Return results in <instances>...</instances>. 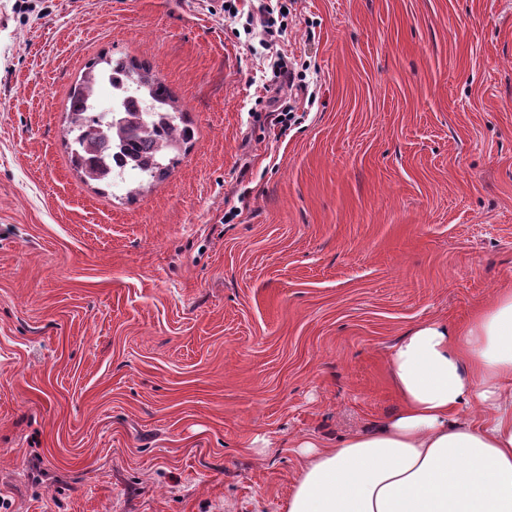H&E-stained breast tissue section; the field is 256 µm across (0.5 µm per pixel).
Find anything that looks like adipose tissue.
Listing matches in <instances>:
<instances>
[{"label": "adipose tissue", "mask_w": 512, "mask_h": 512, "mask_svg": "<svg viewBox=\"0 0 512 512\" xmlns=\"http://www.w3.org/2000/svg\"><path fill=\"white\" fill-rule=\"evenodd\" d=\"M389 369L399 410L333 447L298 443L286 512H512V289L419 324Z\"/></svg>", "instance_id": "obj_1"}]
</instances>
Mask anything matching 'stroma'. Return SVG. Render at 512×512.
Listing matches in <instances>:
<instances>
[{
  "mask_svg": "<svg viewBox=\"0 0 512 512\" xmlns=\"http://www.w3.org/2000/svg\"><path fill=\"white\" fill-rule=\"evenodd\" d=\"M279 3L270 50L251 0H0V512H285L401 336L512 287V0ZM101 55L193 130L133 196L64 137ZM274 74L279 88L276 90V95L266 101L264 114L266 118H270L271 122L281 124L282 127L286 128L288 127V120L293 116L290 115L292 111L288 107L287 94H281L283 90L285 91V88L288 90L293 86L295 72L288 63V59L279 57L275 61Z\"/></svg>",
  "mask_w": 512,
  "mask_h": 512,
  "instance_id": "35a3bbf8",
  "label": "stroma"
}]
</instances>
